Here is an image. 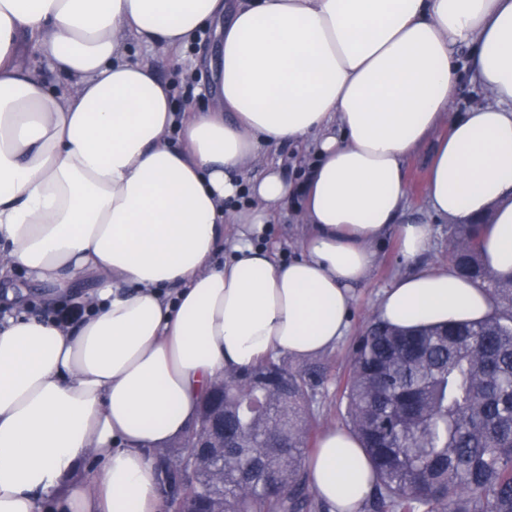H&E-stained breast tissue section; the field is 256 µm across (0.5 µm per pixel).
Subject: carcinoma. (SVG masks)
Listing matches in <instances>:
<instances>
[{
	"label": "carcinoma",
	"instance_id": "carcinoma-1",
	"mask_svg": "<svg viewBox=\"0 0 512 512\" xmlns=\"http://www.w3.org/2000/svg\"><path fill=\"white\" fill-rule=\"evenodd\" d=\"M481 224L453 227L458 272L495 304L486 320L405 331L371 317L348 350V429L374 470L360 512H512V279L486 277ZM322 362L270 357L224 373L225 442L186 488L224 512H323L307 461ZM284 372L288 389L259 376ZM190 444L154 455L173 465Z\"/></svg>",
	"mask_w": 512,
	"mask_h": 512
}]
</instances>
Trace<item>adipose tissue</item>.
Wrapping results in <instances>:
<instances>
[{"mask_svg": "<svg viewBox=\"0 0 512 512\" xmlns=\"http://www.w3.org/2000/svg\"><path fill=\"white\" fill-rule=\"evenodd\" d=\"M210 28L215 103L176 112L128 46L177 51ZM42 60L77 92L50 87ZM465 72L487 100L459 114ZM433 136L414 212L405 163ZM308 143L303 181L260 162ZM294 197L302 253L282 262L260 241ZM436 219L485 222L486 267L512 274V0H0V512H158L153 453L213 381L333 349L383 235L416 258ZM29 284L83 317L29 313ZM493 311L448 264L397 278L375 314ZM308 471L332 512L372 490L345 428L321 433Z\"/></svg>", "mask_w": 512, "mask_h": 512, "instance_id": "adipose-tissue-1", "label": "adipose tissue"}]
</instances>
